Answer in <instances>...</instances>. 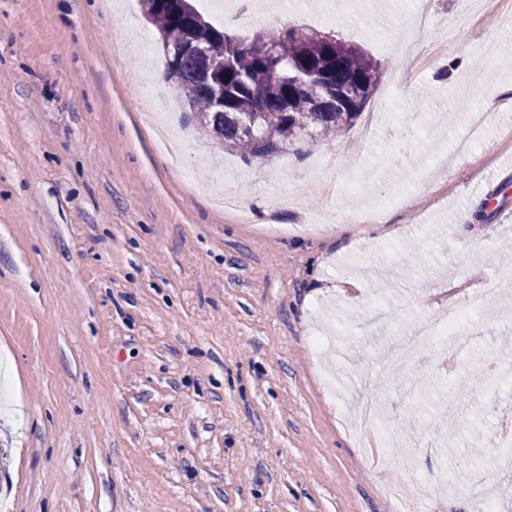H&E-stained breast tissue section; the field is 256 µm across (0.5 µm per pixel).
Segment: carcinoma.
<instances>
[{
	"mask_svg": "<svg viewBox=\"0 0 512 512\" xmlns=\"http://www.w3.org/2000/svg\"><path fill=\"white\" fill-rule=\"evenodd\" d=\"M140 2L160 35L167 78L200 130L246 159L276 157L312 130L322 139L342 132L383 76L364 48L334 34L271 24L238 37L214 26L194 0ZM214 85L224 88L222 110L213 106Z\"/></svg>",
	"mask_w": 512,
	"mask_h": 512,
	"instance_id": "1",
	"label": "carcinoma"
}]
</instances>
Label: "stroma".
Wrapping results in <instances>:
<instances>
[{
  "label": "stroma",
  "mask_w": 512,
  "mask_h": 512,
  "mask_svg": "<svg viewBox=\"0 0 512 512\" xmlns=\"http://www.w3.org/2000/svg\"><path fill=\"white\" fill-rule=\"evenodd\" d=\"M426 6L475 68L407 55L404 0L225 10L384 69L338 138L247 161L199 138L138 0H0V512H512V4ZM379 201L395 235L349 221ZM482 278L455 353L409 343Z\"/></svg>",
  "instance_id": "stroma-1"
}]
</instances>
